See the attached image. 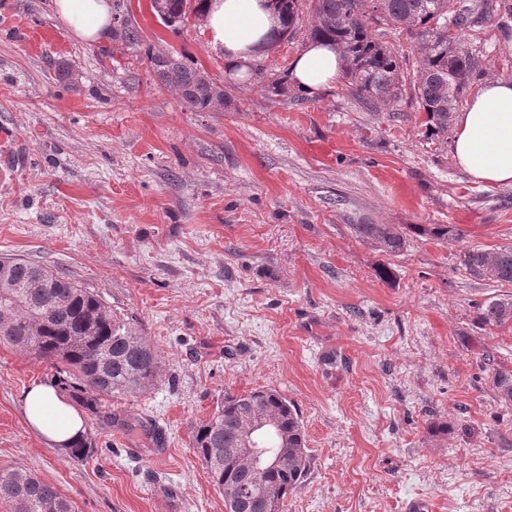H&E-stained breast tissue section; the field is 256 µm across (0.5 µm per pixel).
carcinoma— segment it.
<instances>
[{
	"label": "carcinoma",
	"instance_id": "carcinoma-1",
	"mask_svg": "<svg viewBox=\"0 0 512 512\" xmlns=\"http://www.w3.org/2000/svg\"><path fill=\"white\" fill-rule=\"evenodd\" d=\"M188 0H152L153 10L168 23L186 18ZM282 29L274 41H289L299 31L302 14L312 16L305 36L336 45L344 62V91L360 108L382 112L409 96L427 113L431 135L448 138L456 105L482 75L478 54L465 32L488 21L490 0H271ZM402 28L414 39L403 53L385 40ZM148 62L166 87L181 93L194 112L212 108L216 87L196 67L168 54H149ZM263 93L288 96L286 76L255 65ZM356 235L393 254L404 244L392 224H355ZM419 231L438 240L460 239L448 224ZM469 274L497 283H512V248L486 252L460 250ZM486 325L512 324V299L479 307ZM8 345L44 361L54 369V383L98 423L110 424L112 399L143 395L162 377L163 359L150 338L100 296L57 272L23 259L0 260V345ZM258 428L260 447L275 459L262 486L244 492L252 460L232 455L241 437ZM192 446L228 512H285L288 492L304 483L311 465L305 428L295 405L278 390L262 388L245 394L226 393L194 429ZM97 452L88 433L63 453L83 462ZM14 512H72L71 502L42 478L14 468L0 469V500Z\"/></svg>",
	"mask_w": 512,
	"mask_h": 512
}]
</instances>
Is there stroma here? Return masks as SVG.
Listing matches in <instances>:
<instances>
[{"mask_svg":"<svg viewBox=\"0 0 512 512\" xmlns=\"http://www.w3.org/2000/svg\"><path fill=\"white\" fill-rule=\"evenodd\" d=\"M120 14L137 42L77 38L54 0H0V258L98 293L151 337L163 376L113 400L120 422L86 424L98 452L76 462L23 415L51 367L1 345L0 468L55 484L74 512H224L194 427L225 393L270 387L312 456L285 512H512V402L494 385L512 372V326L475 320L512 284L459 263L464 247H512V186L473 181L410 101L365 112L338 83L270 98L228 73L200 14L171 26L149 0ZM466 37L486 78L512 77V14ZM149 50L201 69L223 111L186 108ZM357 224L394 225L406 245L383 253Z\"/></svg>","mask_w":512,"mask_h":512,"instance_id":"35a3bbf8","label":"stroma"}]
</instances>
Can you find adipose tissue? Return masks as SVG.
Instances as JSON below:
<instances>
[{
  "label": "adipose tissue",
  "instance_id": "ef3b65f1",
  "mask_svg": "<svg viewBox=\"0 0 512 512\" xmlns=\"http://www.w3.org/2000/svg\"><path fill=\"white\" fill-rule=\"evenodd\" d=\"M55 7L79 38L97 41L111 32L110 0H55ZM277 27L262 0H209L203 16L212 46L223 51L228 71L240 79ZM342 71V59L332 45L312 42L293 60L290 79L313 98L336 83ZM453 154L474 180L512 186V78H493L476 87L458 114ZM22 400L28 424L48 442L62 448L83 435L82 417L55 385L33 384Z\"/></svg>",
  "mask_w": 512,
  "mask_h": 512
}]
</instances>
